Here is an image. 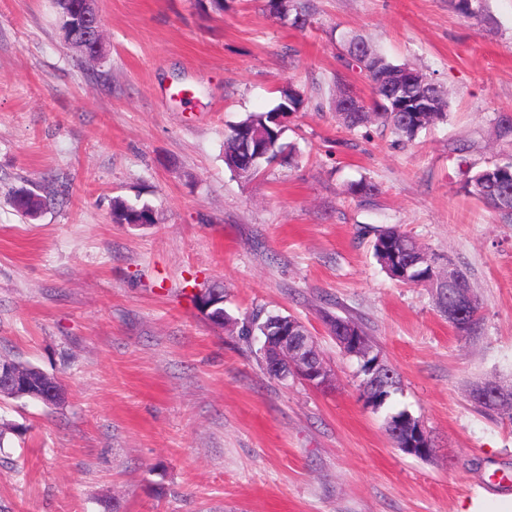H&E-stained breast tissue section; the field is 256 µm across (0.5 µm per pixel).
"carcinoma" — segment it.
<instances>
[{"mask_svg":"<svg viewBox=\"0 0 512 512\" xmlns=\"http://www.w3.org/2000/svg\"><path fill=\"white\" fill-rule=\"evenodd\" d=\"M454 9L467 18H475L484 12L485 0H453ZM267 9L281 20H288L294 27L308 26L307 14L291 11L290 0H266ZM349 56L358 64L360 73L369 83L373 102L366 104L362 99L352 100L353 111H341V99H336V114L350 130L367 124L371 119L378 120L399 138L411 142L426 126L444 119L448 107L447 99L440 95L436 85L427 81L418 85H409L395 79L402 72L403 65L396 64L384 55L374 51L358 38L348 40ZM302 104L301 95L292 90H282L281 102L268 112H251L244 119L233 124L224 137V163L231 168L246 146V132L252 129L264 130L263 151L254 156L252 174H257L269 158L283 155L286 145L282 142L285 125L277 121L279 116H286L296 111ZM492 169H505L507 175L499 183H488L474 172L468 177V191L487 208L497 212L503 219L512 221V159L490 165ZM53 194L41 196L27 188L16 190L10 203L22 215H29L55 203ZM112 221L116 224H131L143 221L155 222V213L148 204L139 207L116 197L112 200ZM413 238L395 226L378 230L374 241V255L383 269L394 279L408 285H420L434 281L436 267L413 253ZM467 288L469 281L466 274L455 286L441 284L438 286L437 305L441 312L448 311V294L454 288ZM287 320L281 314L269 315L263 322L252 318L246 321L245 335L274 336L279 323ZM390 375L376 387L375 404L384 406L391 396L400 388V376L393 368Z\"/></svg>","mask_w":512,"mask_h":512,"instance_id":"1","label":"carcinoma"}]
</instances>
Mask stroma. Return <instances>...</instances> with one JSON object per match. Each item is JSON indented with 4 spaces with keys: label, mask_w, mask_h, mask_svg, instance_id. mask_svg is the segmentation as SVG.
Instances as JSON below:
<instances>
[{
    "label": "stroma",
    "mask_w": 512,
    "mask_h": 512,
    "mask_svg": "<svg viewBox=\"0 0 512 512\" xmlns=\"http://www.w3.org/2000/svg\"><path fill=\"white\" fill-rule=\"evenodd\" d=\"M296 28L264 0H97L106 50L85 62L53 0H0V357L58 377L63 406L0 399V512H467L512 498V417L472 401L512 383V224L462 172L512 156V0L466 18L450 0H307ZM359 37L437 84L444 120L411 142L347 129L337 88L367 100ZM294 85L292 156L245 180L224 132ZM469 144L466 153L459 144ZM378 186L371 201L350 184ZM63 191L23 219L19 187ZM152 224L112 221V200ZM394 225L464 270L481 327L462 337L431 286L373 252ZM224 288L232 322L193 296ZM282 313L316 336L336 377L281 381L244 319ZM359 323L400 375L380 409L327 315ZM407 411L435 454L393 446ZM409 414L410 413L404 410L398 411L394 414L389 415L387 420L396 417L408 416ZM404 426L410 428L411 430H414L417 442H413L410 446L400 449L404 453L411 456L424 459L428 458L433 451L432 441L424 431V428L420 424L419 420L415 419L412 415H409V417L404 420H399L397 418L396 420L387 421L386 431L389 437L393 439L400 433L401 428H403Z\"/></svg>",
    "instance_id": "35a3bbf8"
}]
</instances>
